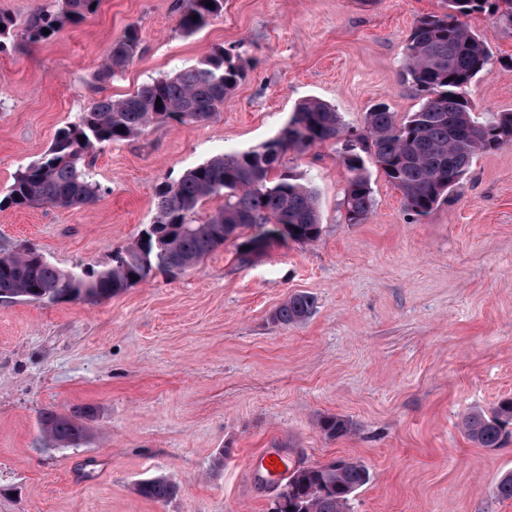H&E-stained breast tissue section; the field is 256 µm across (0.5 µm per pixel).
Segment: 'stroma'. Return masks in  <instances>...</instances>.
Instances as JSON below:
<instances>
[{"label":"stroma","mask_w":512,"mask_h":512,"mask_svg":"<svg viewBox=\"0 0 512 512\" xmlns=\"http://www.w3.org/2000/svg\"><path fill=\"white\" fill-rule=\"evenodd\" d=\"M50 0H0L13 36L0 51V194L100 97L238 47L244 79L213 120L169 122L88 156L102 194L89 206L0 209V248L27 245L60 269L100 268L155 216V191L212 156L259 145L301 101L333 104L350 131L378 102L406 115L418 99L401 77L415 21L445 0H224L193 35L180 0H100L50 42L28 24ZM491 71L469 98L512 112V27L486 13ZM139 53L121 76L97 73L127 27ZM316 189L320 239L242 259L233 242L177 278L157 273L98 301H0V512H270L271 476L298 463L362 461L369 482L350 512H512L496 486L512 471V439L480 447L462 421L512 396V146L479 155L427 216L372 171L367 221L344 220L337 145L285 158ZM313 295L303 323L271 314ZM91 406L74 444L53 441L42 412ZM350 420L333 440L319 417ZM223 466H215V458ZM171 479L155 503L139 482ZM136 492L143 498L154 502H167L179 493V486L166 477H155L140 482Z\"/></svg>","instance_id":"obj_1"}]
</instances>
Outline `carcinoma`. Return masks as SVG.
I'll list each match as a JSON object with an SVG mask.
<instances>
[{"instance_id":"carcinoma-1","label":"carcinoma","mask_w":512,"mask_h":512,"mask_svg":"<svg viewBox=\"0 0 512 512\" xmlns=\"http://www.w3.org/2000/svg\"><path fill=\"white\" fill-rule=\"evenodd\" d=\"M208 1L213 6H207ZM94 3L99 0H62L61 9L42 10L27 27L26 41H49L65 24L94 13ZM223 11L224 0H181V30L193 35ZM485 12L512 26V0H448V11L416 20L405 41L401 75L420 103L406 117L399 120L386 104H375L365 113L367 134L355 135L335 106L307 99L260 146L217 154L178 180L160 184L153 221L134 245L118 251L119 257L108 267L65 271L29 246L1 251L0 299L102 300L147 280L155 270L182 274L231 239L245 257L260 256L279 242L314 243L321 235L316 190L284 170V159L290 152L302 154L326 142L340 146L348 173L345 223L362 224L373 212L371 165L400 192L410 214H429L459 186L476 156L512 145V112L483 117L467 98L471 81L489 71L491 53L486 40L461 18ZM139 45L137 28H128L112 43L100 78L118 76L133 61ZM243 75L240 53L218 46L196 65L146 82L124 98L93 101L59 129L48 151L15 179L0 198V207L69 208L95 202L101 186L86 162L91 149L171 120L183 125L208 121L221 111L224 98ZM215 196L224 203L200 215L204 203ZM314 309L311 294L294 293L271 320L299 324ZM94 414L90 406L70 415L49 411L40 422L54 441L72 443L85 435V420ZM511 424L512 397H506L488 413L467 416L464 430L479 446L497 448ZM319 427L329 438L352 433V423L341 416H324ZM369 479L368 468L357 460L300 463L284 478L283 507L278 512H347L352 494ZM136 492L164 503L178 495L179 486L161 476L140 482Z\"/></svg>"}]
</instances>
